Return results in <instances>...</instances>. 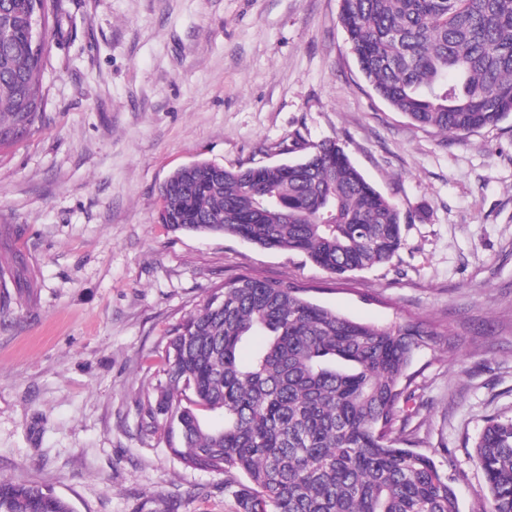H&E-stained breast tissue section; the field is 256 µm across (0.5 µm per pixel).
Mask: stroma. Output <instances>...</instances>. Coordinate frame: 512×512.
Instances as JSON below:
<instances>
[{
  "mask_svg": "<svg viewBox=\"0 0 512 512\" xmlns=\"http://www.w3.org/2000/svg\"><path fill=\"white\" fill-rule=\"evenodd\" d=\"M47 119L0 154V478L75 512H239L145 409L170 331L230 278L285 279L350 319L423 322L402 402L461 512L488 491L473 446L512 418V117L466 138L413 125L362 76L340 0H64ZM336 139L400 206L403 247L336 279L306 257L158 223L178 168L299 160Z\"/></svg>",
  "mask_w": 512,
  "mask_h": 512,
  "instance_id": "stroma-1",
  "label": "stroma"
}]
</instances>
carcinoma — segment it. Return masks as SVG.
<instances>
[{
  "mask_svg": "<svg viewBox=\"0 0 512 512\" xmlns=\"http://www.w3.org/2000/svg\"><path fill=\"white\" fill-rule=\"evenodd\" d=\"M73 37L62 0H0V148L43 125L51 68L35 47ZM340 22L375 93L414 125L453 138L512 116V0H341ZM162 223L305 255L342 277L389 262L402 216L335 140L278 165L198 161L159 188ZM33 286L20 263L0 280ZM439 332L340 316L284 280L224 282L172 329L155 408L178 432L174 455L222 471L241 512H460L433 458L414 448L400 402L417 349ZM489 498L512 512V419L491 418L474 446ZM0 512H74L37 486L0 479Z\"/></svg>",
  "mask_w": 512,
  "mask_h": 512,
  "instance_id": "1",
  "label": "carcinoma"
}]
</instances>
